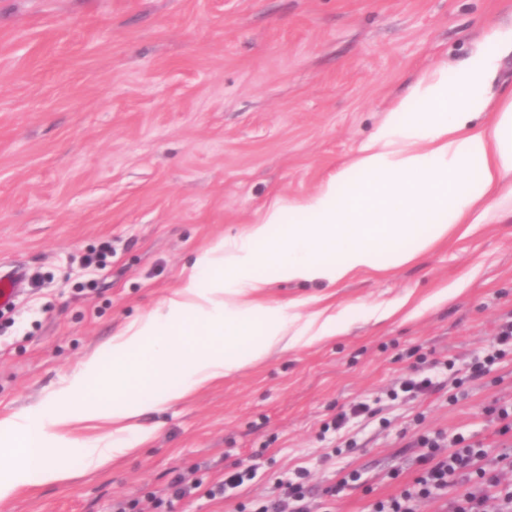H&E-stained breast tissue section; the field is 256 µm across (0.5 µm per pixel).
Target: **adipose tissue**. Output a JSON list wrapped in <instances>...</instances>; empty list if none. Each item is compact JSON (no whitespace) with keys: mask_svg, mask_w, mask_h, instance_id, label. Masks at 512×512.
<instances>
[{"mask_svg":"<svg viewBox=\"0 0 512 512\" xmlns=\"http://www.w3.org/2000/svg\"><path fill=\"white\" fill-rule=\"evenodd\" d=\"M512 32H489L455 70L425 73L364 142L311 195L273 199L246 232L214 241L180 288L137 317L66 377L47 403L0 414V504L38 472L67 479L64 461L88 470L134 454L152 439L141 417L183 402L276 351L341 333L345 312L313 297L269 296L273 282L333 286L411 261L455 224H479L492 202L512 197V93L491 123L490 81ZM150 401H141L144 390Z\"/></svg>","mask_w":512,"mask_h":512,"instance_id":"obj_1","label":"adipose tissue"}]
</instances>
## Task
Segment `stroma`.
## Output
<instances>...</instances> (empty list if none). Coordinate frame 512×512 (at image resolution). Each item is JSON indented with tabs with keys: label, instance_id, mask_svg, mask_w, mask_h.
Returning <instances> with one entry per match:
<instances>
[{
	"label": "stroma",
	"instance_id": "1",
	"mask_svg": "<svg viewBox=\"0 0 512 512\" xmlns=\"http://www.w3.org/2000/svg\"><path fill=\"white\" fill-rule=\"evenodd\" d=\"M492 29H512V0H0V271L26 272L0 307V413L48 401L201 250L273 197L313 193L418 78ZM106 243L105 266L86 265ZM327 292L345 332L147 413L139 452L96 472L69 457V479L31 482L0 512H151L172 470L191 482L236 462L257 469L239 495L171 512H251L300 468L310 512H371L418 471L417 436L466 432L492 458L512 444L487 414L512 400V354L467 377L512 320V198L407 264L272 285L282 302ZM408 295L413 316L379 319ZM425 376L436 390L399 393ZM362 400L374 416L324 432Z\"/></svg>",
	"mask_w": 512,
	"mask_h": 512
}]
</instances>
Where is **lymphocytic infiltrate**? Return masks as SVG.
<instances>
[{
    "instance_id": "lymphocytic-infiltrate-1",
    "label": "lymphocytic infiltrate",
    "mask_w": 512,
    "mask_h": 512,
    "mask_svg": "<svg viewBox=\"0 0 512 512\" xmlns=\"http://www.w3.org/2000/svg\"><path fill=\"white\" fill-rule=\"evenodd\" d=\"M424 452L421 468L400 492L374 503L372 512H415L419 498H443L442 512H486L488 499H496L497 512H512V486L501 484L503 470L512 469V456L498 455L496 464H488L487 454L472 437L457 435L447 453H440V437L422 436L417 440ZM467 478L473 490L448 497L449 487Z\"/></svg>"
}]
</instances>
